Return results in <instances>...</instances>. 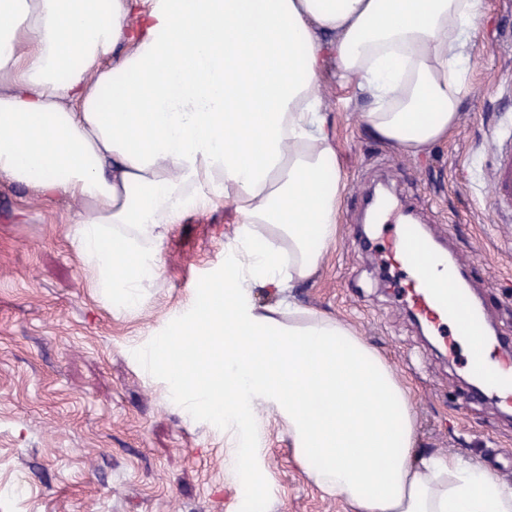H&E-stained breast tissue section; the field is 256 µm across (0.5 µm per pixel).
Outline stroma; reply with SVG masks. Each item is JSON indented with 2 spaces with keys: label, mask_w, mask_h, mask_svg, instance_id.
Returning <instances> with one entry per match:
<instances>
[{
  "label": "stroma",
  "mask_w": 512,
  "mask_h": 512,
  "mask_svg": "<svg viewBox=\"0 0 512 512\" xmlns=\"http://www.w3.org/2000/svg\"><path fill=\"white\" fill-rule=\"evenodd\" d=\"M512 0H482L472 67L448 139L417 157L374 138L366 102L326 76L322 94L346 191L337 243L300 303L356 326L408 386L423 451L480 462L512 449V408L473 396L467 369L397 296L380 251L383 225L365 223L367 191L386 182L431 238L470 268L469 288L495 336H512V223H494L475 163L492 167L487 137L512 125ZM78 202L0 184V512H354L303 474L287 434L262 414L263 451L250 484L228 466L234 438L221 419L185 415L162 376L137 359L192 309L199 287L224 279L232 208L173 225L162 274L137 315L105 307L67 227Z\"/></svg>",
  "instance_id": "1"
}]
</instances>
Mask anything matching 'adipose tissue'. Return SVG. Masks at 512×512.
Instances as JSON below:
<instances>
[{
  "mask_svg": "<svg viewBox=\"0 0 512 512\" xmlns=\"http://www.w3.org/2000/svg\"><path fill=\"white\" fill-rule=\"evenodd\" d=\"M479 7L0 0V179L81 202L68 235L99 300L139 310L188 202L232 207L223 287L201 289L196 313L143 359L190 414L232 430L238 476L263 450V409L307 478L357 512H512V487L484 467L418 452L405 383L352 325L294 294L339 230L328 61L369 100L371 135L419 155L457 122ZM258 288L273 301L259 303Z\"/></svg>",
  "mask_w": 512,
  "mask_h": 512,
  "instance_id": "obj_1",
  "label": "adipose tissue"
}]
</instances>
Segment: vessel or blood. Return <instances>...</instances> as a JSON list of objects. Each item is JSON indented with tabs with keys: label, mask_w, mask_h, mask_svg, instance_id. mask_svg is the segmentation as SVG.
Returning <instances> with one entry per match:
<instances>
[{
	"label": "vessel or blood",
	"mask_w": 512,
	"mask_h": 512,
	"mask_svg": "<svg viewBox=\"0 0 512 512\" xmlns=\"http://www.w3.org/2000/svg\"><path fill=\"white\" fill-rule=\"evenodd\" d=\"M488 138L495 145V165L489 171L474 166L472 180L477 186L489 183L491 211L494 218L500 220L512 214V129L505 126L489 128ZM418 238L415 225H398L395 232L384 239V253L400 276L403 297L423 321L432 325L447 345L449 356L453 357L457 354V335L465 328L482 329L484 312L463 294L459 295L456 305H449L448 289L461 287L465 267L435 250L426 254L416 251L414 245ZM428 260L447 267L449 287L432 286L423 277L422 267ZM479 370L489 375L490 382L475 390V397L489 396L512 405V338H498L488 358L480 361Z\"/></svg>",
	"instance_id": "vessel-or-blood-1"
}]
</instances>
